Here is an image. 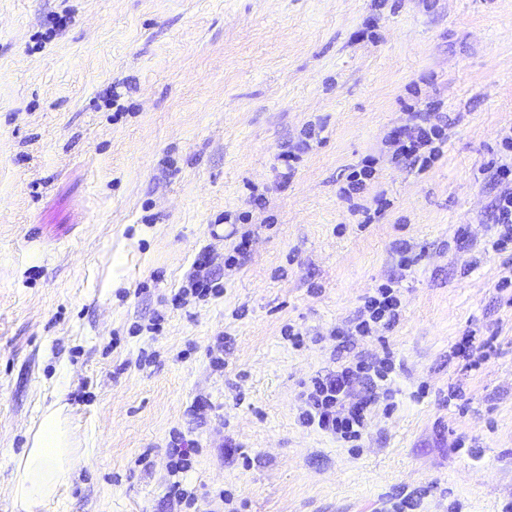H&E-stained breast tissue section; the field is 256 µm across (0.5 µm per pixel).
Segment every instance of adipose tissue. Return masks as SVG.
Instances as JSON below:
<instances>
[{"label":"adipose tissue","instance_id":"obj_1","mask_svg":"<svg viewBox=\"0 0 512 512\" xmlns=\"http://www.w3.org/2000/svg\"><path fill=\"white\" fill-rule=\"evenodd\" d=\"M79 462L61 401H52L31 432L16 465L11 494L23 512H40L54 490L66 484Z\"/></svg>","mask_w":512,"mask_h":512}]
</instances>
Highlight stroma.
I'll return each mask as SVG.
<instances>
[{
    "mask_svg": "<svg viewBox=\"0 0 512 512\" xmlns=\"http://www.w3.org/2000/svg\"><path fill=\"white\" fill-rule=\"evenodd\" d=\"M416 100L449 119L422 175L385 143ZM511 131L512 0H0V512L59 391L83 461L42 512H169L180 435L185 484L235 512H512V257L483 250ZM204 246L224 295L174 306ZM395 276L397 324L334 337ZM468 334L496 345L471 372ZM387 348L357 448L299 425L304 382ZM376 171L374 160L370 156L364 157L360 163L352 167L347 177L348 187L343 188V193L349 197L353 193L357 194L366 187L367 181L375 178ZM195 440L183 439L180 443H177L175 447L169 449V476L179 477V474H183L189 471L191 468V453L194 449ZM191 447V448H190Z\"/></svg>",
    "mask_w": 512,
    "mask_h": 512,
    "instance_id": "obj_1",
    "label": "stroma"
}]
</instances>
